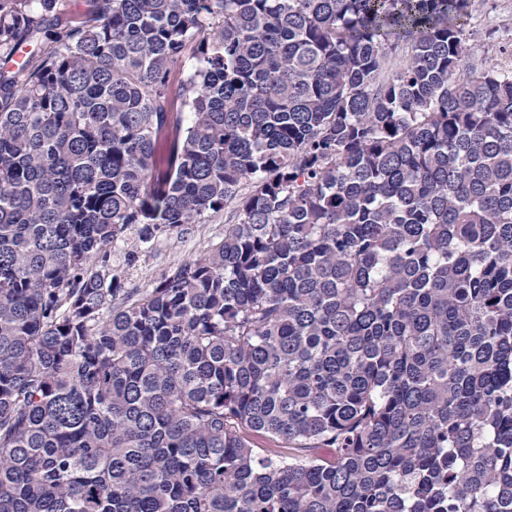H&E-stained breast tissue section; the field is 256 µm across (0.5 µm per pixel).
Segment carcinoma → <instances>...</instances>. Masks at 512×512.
Returning a JSON list of instances; mask_svg holds the SVG:
<instances>
[{"instance_id":"obj_1","label":"carcinoma","mask_w":512,"mask_h":512,"mask_svg":"<svg viewBox=\"0 0 512 512\" xmlns=\"http://www.w3.org/2000/svg\"><path fill=\"white\" fill-rule=\"evenodd\" d=\"M0 0V512H512V71L471 0ZM224 214L127 291L110 248Z\"/></svg>"}]
</instances>
